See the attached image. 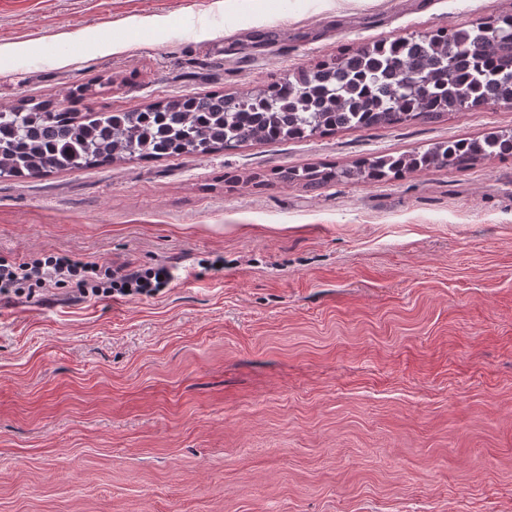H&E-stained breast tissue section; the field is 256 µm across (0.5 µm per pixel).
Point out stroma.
I'll return each instance as SVG.
<instances>
[{
	"instance_id": "stroma-1",
	"label": "stroma",
	"mask_w": 512,
	"mask_h": 512,
	"mask_svg": "<svg viewBox=\"0 0 512 512\" xmlns=\"http://www.w3.org/2000/svg\"><path fill=\"white\" fill-rule=\"evenodd\" d=\"M512 0H0V109L247 92ZM166 26L154 27L156 18ZM118 43L103 52L102 41ZM512 106L0 178V257L168 267L0 301V512H512V159L310 191Z\"/></svg>"
}]
</instances>
